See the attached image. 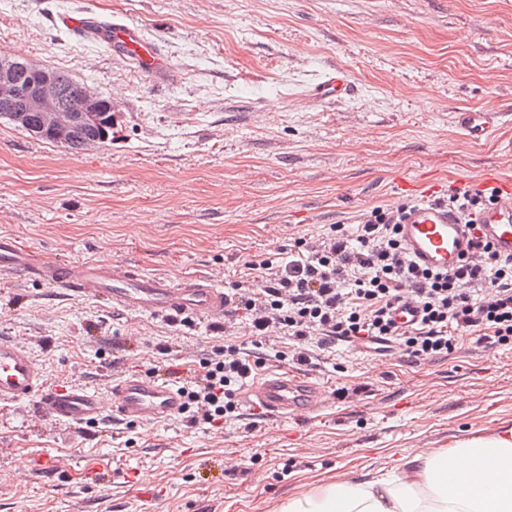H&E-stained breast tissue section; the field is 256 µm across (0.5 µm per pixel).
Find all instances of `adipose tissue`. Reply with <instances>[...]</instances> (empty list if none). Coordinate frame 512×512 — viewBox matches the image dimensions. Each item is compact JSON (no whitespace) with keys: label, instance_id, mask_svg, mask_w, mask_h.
<instances>
[{"label":"adipose tissue","instance_id":"adipose-tissue-1","mask_svg":"<svg viewBox=\"0 0 512 512\" xmlns=\"http://www.w3.org/2000/svg\"><path fill=\"white\" fill-rule=\"evenodd\" d=\"M282 512H512V429L422 450L392 480H339Z\"/></svg>","mask_w":512,"mask_h":512}]
</instances>
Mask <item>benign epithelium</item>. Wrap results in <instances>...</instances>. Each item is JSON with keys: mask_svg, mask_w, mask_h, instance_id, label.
Wrapping results in <instances>:
<instances>
[{"mask_svg": "<svg viewBox=\"0 0 512 512\" xmlns=\"http://www.w3.org/2000/svg\"><path fill=\"white\" fill-rule=\"evenodd\" d=\"M35 72L39 82L21 94L17 81L18 69ZM101 100L92 90L63 104L55 93V83L50 72L26 62L0 63V113L8 116L13 123L30 130L33 135L45 131H62L73 127L82 119H93L99 111ZM39 114L36 125L30 123V113Z\"/></svg>", "mask_w": 512, "mask_h": 512, "instance_id": "1", "label": "benign epithelium"}]
</instances>
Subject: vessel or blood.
<instances>
[{
    "label": "vessel or blood",
    "mask_w": 512,
    "mask_h": 512,
    "mask_svg": "<svg viewBox=\"0 0 512 512\" xmlns=\"http://www.w3.org/2000/svg\"><path fill=\"white\" fill-rule=\"evenodd\" d=\"M59 21L70 34L92 39L111 48L123 60L136 62L140 71L154 76L167 69L157 45L146 40L140 29L129 24L102 22L93 12L64 14ZM347 74L331 70L311 92L313 99L329 103L351 95ZM502 115L483 109L458 112L457 126L473 141L487 139ZM496 204L474 214L465 223L446 202L420 200L400 226L402 242L419 264L438 271L455 268L470 254L476 240L492 244L497 254L512 259V181L499 180ZM0 272L41 278L89 300H106L113 309L145 317L170 319L194 316L200 319L224 315V290L206 275L178 280L152 276L124 262H85L79 280H71L53 257L21 248L0 237ZM32 400L43 416L70 425H81L112 414L142 424L170 420L182 412L183 398L174 382L151 373H126L112 383L109 395L90 386L70 383L48 385L30 352L10 339L0 337V403ZM249 407L288 419L312 416L321 411L325 394L317 383L297 375L273 373L252 382L246 392Z\"/></svg>",
    "instance_id": "vessel-or-blood-1"
}]
</instances>
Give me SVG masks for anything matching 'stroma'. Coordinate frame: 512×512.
<instances>
[{
    "mask_svg": "<svg viewBox=\"0 0 512 512\" xmlns=\"http://www.w3.org/2000/svg\"><path fill=\"white\" fill-rule=\"evenodd\" d=\"M83 11L138 25L171 77L147 79L56 23ZM1 54L112 101L111 139L79 153L0 121V235L75 274L124 261L224 286L374 207L512 177V121L480 142L453 123L461 108L512 106V0H0ZM334 68L353 94L310 99ZM218 325L0 274V336L29 348L52 384L103 392L137 369L178 378L223 343ZM264 368L296 369L272 357ZM296 370L325 385L309 420L245 411L220 428L183 416L70 428L33 401L0 404V512H278L331 481L394 474L418 449L512 428L510 347L467 338L411 364L340 341ZM48 453L58 468L40 467Z\"/></svg>",
    "mask_w": 512,
    "mask_h": 512,
    "instance_id": "obj_1",
    "label": "stroma"
}]
</instances>
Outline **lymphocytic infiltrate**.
Returning <instances> with one entry per match:
<instances>
[{"label":"lymphocytic infiltrate","mask_w":512,"mask_h":512,"mask_svg":"<svg viewBox=\"0 0 512 512\" xmlns=\"http://www.w3.org/2000/svg\"><path fill=\"white\" fill-rule=\"evenodd\" d=\"M403 213L377 206L356 231L333 224L319 246L301 238L287 256L250 262L253 287L234 286L224 297L226 315L245 321L252 341H225L201 360L183 388L191 423L220 427L237 413V390L261 364L251 351L262 348L272 324L291 340L299 365L309 362L312 348L339 340L393 337L413 363L452 355L468 334L487 347H512V259L480 240L452 272L421 268L400 242ZM406 297L421 319L401 329L392 313Z\"/></svg>","instance_id":"f902f5d3"}]
</instances>
